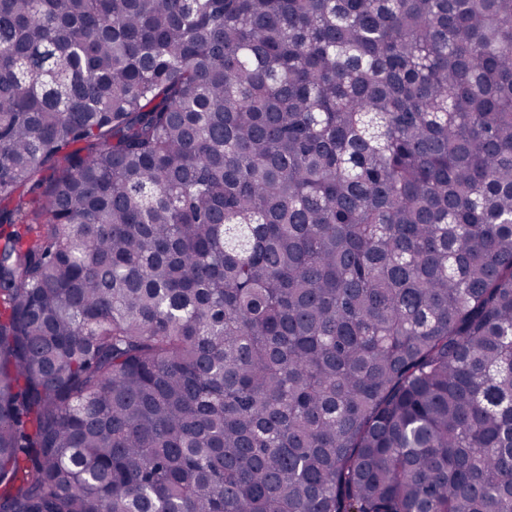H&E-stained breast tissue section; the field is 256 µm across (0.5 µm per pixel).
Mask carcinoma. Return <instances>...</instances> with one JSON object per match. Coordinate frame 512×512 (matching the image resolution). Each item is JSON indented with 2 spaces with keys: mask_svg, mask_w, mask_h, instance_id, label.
Segmentation results:
<instances>
[{
  "mask_svg": "<svg viewBox=\"0 0 512 512\" xmlns=\"http://www.w3.org/2000/svg\"><path fill=\"white\" fill-rule=\"evenodd\" d=\"M0 512H512V0H0Z\"/></svg>",
  "mask_w": 512,
  "mask_h": 512,
  "instance_id": "carcinoma-1",
  "label": "carcinoma"
}]
</instances>
